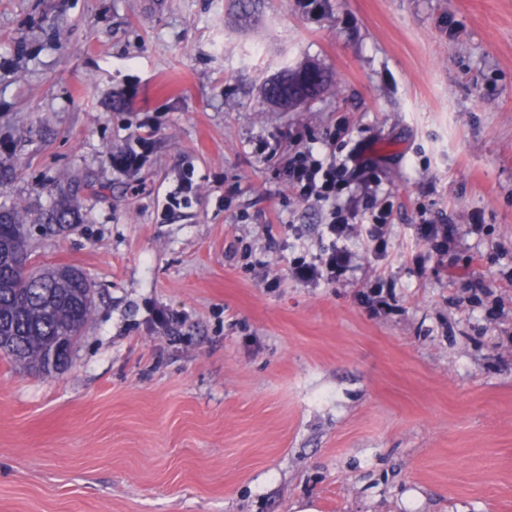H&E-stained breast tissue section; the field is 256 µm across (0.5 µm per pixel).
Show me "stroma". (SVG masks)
Listing matches in <instances>:
<instances>
[{
  "label": "stroma",
  "mask_w": 512,
  "mask_h": 512,
  "mask_svg": "<svg viewBox=\"0 0 512 512\" xmlns=\"http://www.w3.org/2000/svg\"><path fill=\"white\" fill-rule=\"evenodd\" d=\"M317 2L0 0V202L96 297L61 371L0 356V512H512V0ZM304 63L327 89L266 102ZM340 124L387 252L302 285L324 215L257 147ZM76 174L78 223H41ZM421 222L418 224V233L423 240L440 239V243L448 244V241L455 239L457 227L456 224H435L423 218L425 211H419Z\"/></svg>",
  "instance_id": "35a3bbf8"
}]
</instances>
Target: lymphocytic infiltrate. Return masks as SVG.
I'll use <instances>...</instances> for the list:
<instances>
[{
    "label": "lymphocytic infiltrate",
    "instance_id": "1",
    "mask_svg": "<svg viewBox=\"0 0 512 512\" xmlns=\"http://www.w3.org/2000/svg\"><path fill=\"white\" fill-rule=\"evenodd\" d=\"M285 175L295 197L325 212L323 232L331 243L311 259L293 261L294 276L304 282H333L347 276L355 268L348 242L356 225L372 224L371 235L380 241L393 221V207L380 189L378 175L333 135L325 149L307 145L291 154Z\"/></svg>",
    "mask_w": 512,
    "mask_h": 512
}]
</instances>
